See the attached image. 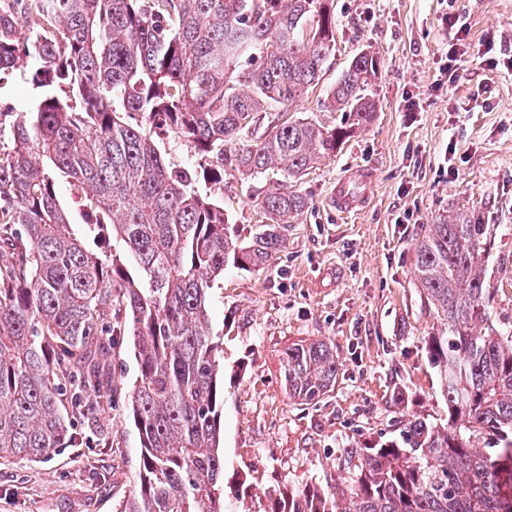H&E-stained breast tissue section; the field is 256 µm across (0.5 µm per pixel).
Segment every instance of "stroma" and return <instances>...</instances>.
<instances>
[{
  "label": "stroma",
  "mask_w": 512,
  "mask_h": 512,
  "mask_svg": "<svg viewBox=\"0 0 512 512\" xmlns=\"http://www.w3.org/2000/svg\"><path fill=\"white\" fill-rule=\"evenodd\" d=\"M336 55L291 118L339 124L318 107L350 59L379 62L377 112L332 159L290 183L308 201L291 218L271 265L227 267L210 294L224 333V459L228 512H259L277 485L328 486L341 449L388 438L407 419L447 414L425 341L437 326L414 274L413 244L448 210L483 211L491 228L487 279L493 325L512 330V73L465 62L440 82L448 50L446 14L458 13L472 46L493 41L512 55V0H334ZM31 68L0 75V146L10 147L18 113L41 96ZM373 175L354 213L334 202L336 183ZM281 177L199 179L249 241L265 222L259 200ZM324 339L340 369L318 403L292 398L283 353ZM111 408L95 423L75 420L82 444L45 462L0 460V512H118L139 486L140 443L128 414L136 363L128 341L112 350Z\"/></svg>",
  "instance_id": "1"
}]
</instances>
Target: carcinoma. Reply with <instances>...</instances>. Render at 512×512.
Returning <instances> with one entry per match:
<instances>
[{
  "instance_id": "obj_1",
  "label": "carcinoma",
  "mask_w": 512,
  "mask_h": 512,
  "mask_svg": "<svg viewBox=\"0 0 512 512\" xmlns=\"http://www.w3.org/2000/svg\"><path fill=\"white\" fill-rule=\"evenodd\" d=\"M335 55L334 0H0V74L32 56L46 90L0 148V458L43 462L76 444L71 420L112 404L103 371L127 336L140 468L120 512H226L224 347L209 297L226 267L269 263L307 200L266 194L269 223L245 244L156 136L213 158L215 182L274 169L298 180L374 120V55L353 57L320 101L340 124L286 119L250 133L267 107L307 98ZM61 179L121 251L86 247ZM490 244L483 213L456 208L413 246L438 321L426 347L447 420L415 418L344 448L335 484L280 487L260 512H512V331L489 322ZM283 368L310 405L339 361L316 339L288 348Z\"/></svg>"
}]
</instances>
